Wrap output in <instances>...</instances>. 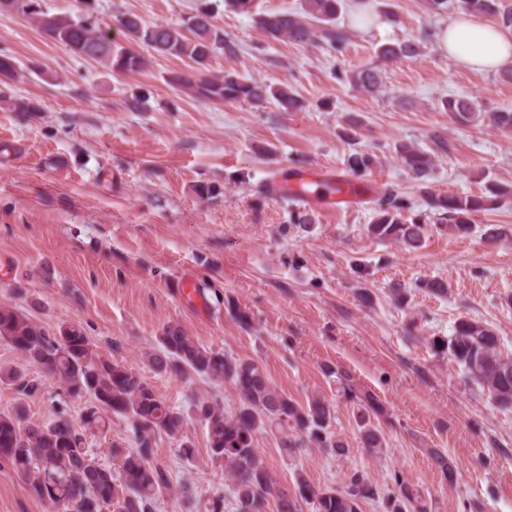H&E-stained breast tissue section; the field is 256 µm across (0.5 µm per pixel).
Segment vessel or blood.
Listing matches in <instances>:
<instances>
[{
    "instance_id": "vessel-or-blood-1",
    "label": "vessel or blood",
    "mask_w": 512,
    "mask_h": 512,
    "mask_svg": "<svg viewBox=\"0 0 512 512\" xmlns=\"http://www.w3.org/2000/svg\"><path fill=\"white\" fill-rule=\"evenodd\" d=\"M269 190L276 198L294 192L306 206L333 210L341 204L353 205L360 195L356 182L332 170L295 169L289 177L273 179Z\"/></svg>"
}]
</instances>
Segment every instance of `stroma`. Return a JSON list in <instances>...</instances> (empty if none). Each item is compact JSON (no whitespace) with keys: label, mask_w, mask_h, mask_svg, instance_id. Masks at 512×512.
Returning <instances> with one entry per match:
<instances>
[{"label":"stroma","mask_w":512,"mask_h":512,"mask_svg":"<svg viewBox=\"0 0 512 512\" xmlns=\"http://www.w3.org/2000/svg\"><path fill=\"white\" fill-rule=\"evenodd\" d=\"M231 41L211 58L208 71L236 73L288 86L302 100L298 112L274 100L209 101L172 85L170 75L191 71L184 58L150 55L137 72H116L75 55L47 38L20 13L0 14V54L18 73L0 78V307L27 315L49 332L83 328L97 351L139 372L168 404L186 417L182 439L156 435L150 464L167 477L168 490L154 512H204L224 492V468L212 462L207 431L194 413L201 401L225 411L238 405L229 381L197 374L155 375L146 354L161 328L180 323L205 346L257 362L278 390L303 402L322 394L334 407L333 430L348 456L318 449L282 457L272 435L255 444L274 478L292 486L296 472L323 488L343 486L360 470L390 489L393 474L422 487L438 512H512V409L496 407L487 391L464 383L460 367L435 356L430 341L452 333L462 316L491 325L502 351L512 355V199L474 218L471 234L451 233L428 218L417 249L380 241L367 232L380 188L399 186L415 211L423 205L399 144L433 153L431 185L442 194L479 195L489 180L512 184V131L487 118L454 124L442 102L448 96L478 101L488 112L512 108V81L500 74L462 69L444 58L431 37L447 15L428 0H371L367 28L349 11L338 24L350 34L330 53L287 40H267L258 15L300 10L303 0H253L250 13L224 0H41L50 14H84L109 25L127 45L117 20L135 14L144 22L181 23L202 2ZM419 39L415 59L379 64L385 43ZM382 65L384 86L371 96L335 79V70ZM144 109L131 106L135 96ZM23 99L36 106L15 112ZM355 140L344 138L347 128ZM445 149H436L434 136ZM356 149L376 164L358 177L364 196L351 208L312 210L306 230L290 227L291 200L267 192L269 181L293 168L346 172ZM191 278L209 302L198 312L182 292ZM440 280L436 296L420 280ZM410 287L405 304L388 289ZM249 321L241 323L237 315ZM0 367L41 381L34 396L0 383V414L24 411L34 423L64 412L83 427L87 396L69 394L43 378L41 368L0 339ZM348 372L359 392L384 408L379 428L386 448H362L335 371ZM195 448L180 456L181 441ZM134 447L129 419L112 416L103 431L87 433L96 461L111 467L112 445ZM455 463L443 480L430 449ZM0 512H54L31 494L0 459Z\"/></svg>","instance_id":"obj_1"}]
</instances>
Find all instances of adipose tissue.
Listing matches in <instances>:
<instances>
[{"label": "adipose tissue", "mask_w": 512, "mask_h": 512, "mask_svg": "<svg viewBox=\"0 0 512 512\" xmlns=\"http://www.w3.org/2000/svg\"><path fill=\"white\" fill-rule=\"evenodd\" d=\"M434 39L440 52L464 69L493 73L512 64V28L459 15L440 25Z\"/></svg>", "instance_id": "obj_1"}]
</instances>
